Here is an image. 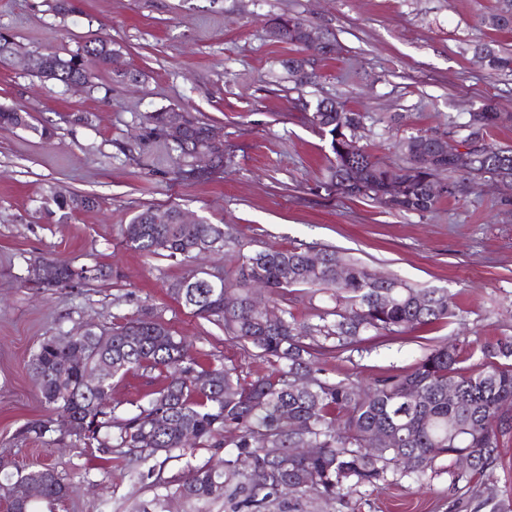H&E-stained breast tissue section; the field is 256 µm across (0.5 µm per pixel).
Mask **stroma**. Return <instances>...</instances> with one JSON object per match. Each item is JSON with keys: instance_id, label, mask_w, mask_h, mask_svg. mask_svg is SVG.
Listing matches in <instances>:
<instances>
[{"instance_id": "35a3bbf8", "label": "stroma", "mask_w": 512, "mask_h": 512, "mask_svg": "<svg viewBox=\"0 0 512 512\" xmlns=\"http://www.w3.org/2000/svg\"><path fill=\"white\" fill-rule=\"evenodd\" d=\"M0 0V28L30 54H61L106 34L142 81L129 86L98 68L86 89L64 90L14 61L0 62V105L30 112L52 139L0 132V463L7 470L52 469L70 491L42 512H135L151 500L150 479L131 481L128 462L56 435L27 439L28 422L50 416L28 362L44 340L76 329L111 328L115 316L152 308L203 360L236 367L246 380L270 364L194 316L168 293L182 264L145 258L119 227L143 207L177 206L231 224L255 246L330 245L368 267L419 287L445 288L456 315L401 336L372 337L359 350L327 352L329 372L364 382L399 374L446 338L462 344L512 336V207L488 181L423 214L325 192L330 137L296 104L331 97L364 113L356 132L382 162L398 166L399 138L434 132L489 100L512 112V73L489 74L484 47L512 50V35L477 21L495 0ZM298 16L334 37L339 52L317 62L315 85L297 93L281 62L292 46L268 35L267 20ZM174 107L212 125L226 160L212 180L177 181L172 160L154 162L143 113ZM100 197V208L68 218L48 213L50 185ZM52 257L100 266L105 277L61 288L30 278ZM422 483L402 480L353 491L346 507L287 496L291 512H493L448 487V463Z\"/></svg>"}]
</instances>
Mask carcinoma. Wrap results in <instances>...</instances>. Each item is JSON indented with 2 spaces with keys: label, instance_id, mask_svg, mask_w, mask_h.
Segmentation results:
<instances>
[{
  "label": "carcinoma",
  "instance_id": "obj_1",
  "mask_svg": "<svg viewBox=\"0 0 512 512\" xmlns=\"http://www.w3.org/2000/svg\"><path fill=\"white\" fill-rule=\"evenodd\" d=\"M486 27L512 33V0L478 15ZM277 42L297 48L282 61L289 81L301 89L316 77L312 51L336 54V43L322 38L324 46L306 45V22L296 16L277 15L268 21ZM45 66L35 70L44 81L66 87L88 84L91 67L112 68L121 82L141 74L127 69L120 49L107 36L85 42L75 52L61 56L44 53ZM486 66L496 72L512 71V52L486 49ZM310 123L331 136L334 155L331 183H348L346 195L366 197L378 206L402 213L428 212L441 201L468 187L496 178L512 179V148L489 142L492 130L512 127V113L501 112L490 101L468 113L460 122L448 116L443 132L456 138L465 151L427 166L421 155L430 150L427 134L403 138L398 147L405 158L400 190L391 197L386 181L391 167L365 149L345 155L340 138L350 137L363 115L334 99L314 103L299 98ZM170 110L142 116L159 146L178 152L176 179L185 183L207 181L195 173L197 149L214 156V167L224 166V145L209 143L211 126L186 113L187 144L171 146L166 139ZM30 129L49 139L53 132L31 123L30 115L0 106V130ZM481 146L471 149V142ZM448 173V179L440 178ZM436 185L443 192H433ZM45 204L66 218L77 210L92 209L99 201L62 187L45 191ZM158 209L138 211L120 230L125 245L147 257H165L188 265L185 274L168 285L173 298L192 314L224 329V335L253 350L254 356L275 366L274 372L250 382L229 365L205 363L185 340L175 335L161 315L145 311L136 318L122 316L107 331L111 344L99 345V333H70L67 341L47 339L29 367L41 396L53 411L70 419L69 435L112 460V454L135 455L148 466V474L171 459L191 457L198 448L215 452L228 449L221 465L188 466L175 480L156 477L153 499L142 512H161L177 499L185 512H211V506L228 500L232 512H261L280 499L277 487L287 483L297 493L316 500L346 503L358 487L404 479L432 478L435 463L448 460V485L465 487L499 500L498 512H512L499 489L495 471L500 460V437L512 432L504 414L512 409V336L462 347L455 341L429 349L407 371L373 380L366 386L349 376H332L320 366L323 350L354 351L363 336L401 335L419 327L445 323L455 316L448 291L416 288L397 277L382 276L354 262L332 247L264 246L228 224L177 222L178 208L165 210L168 220L156 222ZM215 243L238 255V264L222 271L210 286L209 273L190 263L198 246ZM36 272L45 287L67 286L96 280L103 271L42 258ZM267 293L268 307L276 319L256 309L257 291ZM308 301L320 298L310 317L300 320L290 295ZM174 370L159 389L120 411L109 402L112 380L129 372ZM306 379L308 383L300 384ZM456 393L448 398V382ZM52 432L51 421L29 422L26 433L40 440ZM294 448H318L315 455H295ZM248 456L250 469L238 467ZM468 467H459L461 459ZM68 493L54 471L47 467L0 473V501L7 512H40L42 501L55 502Z\"/></svg>",
  "mask_w": 512,
  "mask_h": 512
}]
</instances>
